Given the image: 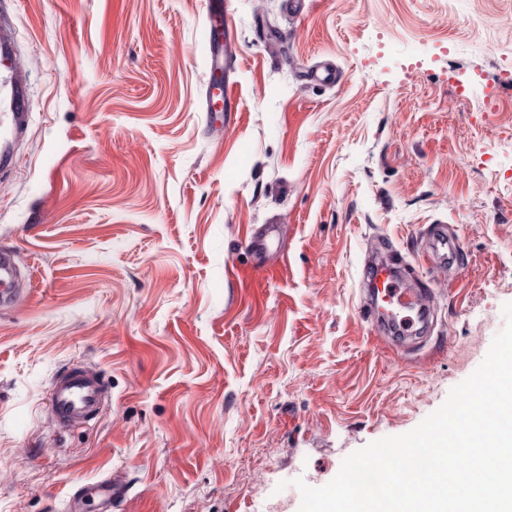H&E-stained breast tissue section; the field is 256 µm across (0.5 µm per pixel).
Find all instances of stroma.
Segmentation results:
<instances>
[{
    "label": "stroma",
    "instance_id": "stroma-1",
    "mask_svg": "<svg viewBox=\"0 0 512 512\" xmlns=\"http://www.w3.org/2000/svg\"><path fill=\"white\" fill-rule=\"evenodd\" d=\"M240 109L207 111L204 0H21L28 134L0 176V512H299L302 479L417 427L483 361L512 302V0H227ZM341 74L324 87L306 71ZM495 92L476 112L459 94ZM280 225L239 284L246 233ZM462 277L421 260L429 226ZM419 263L423 342L360 314L368 257ZM81 361L98 416L60 432L44 397ZM19 278V269L14 254L10 251H0V283L8 284L9 288L0 289V306L12 305L19 296V288H15ZM94 493L98 494L102 497L104 504L109 502L112 499V481L111 480H105L100 481L94 484H90L86 487H83L81 489V492H76L68 501L66 504V508L68 510L74 509L77 512H80L76 506H78L81 503L83 493ZM110 507H112V501L109 502Z\"/></svg>",
    "mask_w": 512,
    "mask_h": 512
}]
</instances>
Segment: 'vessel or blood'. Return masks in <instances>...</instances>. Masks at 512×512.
<instances>
[{
	"mask_svg": "<svg viewBox=\"0 0 512 512\" xmlns=\"http://www.w3.org/2000/svg\"><path fill=\"white\" fill-rule=\"evenodd\" d=\"M209 34L205 50L210 67H218L224 47L233 41L224 26V0H206ZM17 0H0V172L15 164L16 147L25 137L31 109L25 76L15 64L16 36L12 13ZM278 228L271 225L251 231L245 243L251 254L247 275L265 269L267 253L276 243ZM403 261L389 258L364 266L363 274L373 300L363 306L364 317L381 345L413 340L428 328L430 306L421 289L409 287ZM19 269L11 252L0 251V306L12 305L19 296ZM109 385L100 370L84 363L69 364L56 371L49 387L47 407L56 425L69 429L90 421L104 405Z\"/></svg>",
	"mask_w": 512,
	"mask_h": 512,
	"instance_id": "vessel-or-blood-1",
	"label": "vessel or blood"
}]
</instances>
